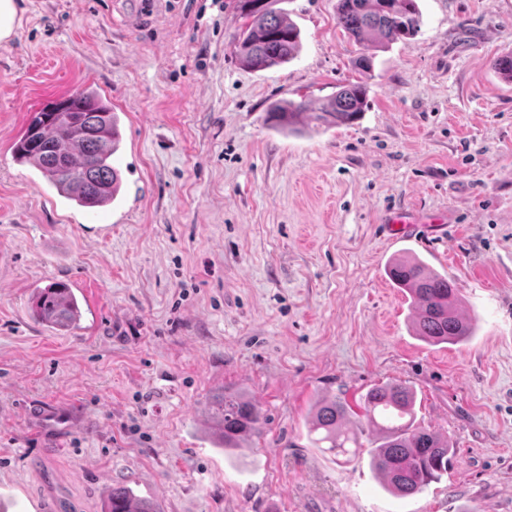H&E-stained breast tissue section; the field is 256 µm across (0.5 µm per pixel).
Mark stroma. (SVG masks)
I'll return each mask as SVG.
<instances>
[{"instance_id": "35a3bbf8", "label": "stroma", "mask_w": 512, "mask_h": 512, "mask_svg": "<svg viewBox=\"0 0 512 512\" xmlns=\"http://www.w3.org/2000/svg\"><path fill=\"white\" fill-rule=\"evenodd\" d=\"M336 5L282 0L301 48L256 72L230 0H23L0 44V512H104L116 485L161 512H512V81L492 67L512 0H418L419 34L386 49ZM357 81V123L271 128L273 103ZM81 88L120 118L104 209L13 153L29 112ZM398 257L455 283L469 341L415 336ZM52 281L79 329L33 318ZM388 382L455 448L407 497L370 464L376 433L348 463L308 434L316 402L356 411ZM227 387L263 415L239 452L206 431Z\"/></svg>"}]
</instances>
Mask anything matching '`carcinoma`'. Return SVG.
<instances>
[{
	"mask_svg": "<svg viewBox=\"0 0 512 512\" xmlns=\"http://www.w3.org/2000/svg\"><path fill=\"white\" fill-rule=\"evenodd\" d=\"M278 0H232L246 19L236 37L240 64L262 71L288 62L299 51L301 31L275 8ZM336 21L356 42L379 47L405 42L421 30L416 0H337ZM368 89L361 82L337 87L319 112L305 113V102L285 101L270 109L272 127L297 133L302 119L316 128L350 124L364 111ZM119 120L111 102L94 90H77L30 114L15 144L16 161L38 168L66 199L87 208L112 203L121 189V176L112 165L119 150ZM388 276L409 294L417 310L415 335L431 344L459 343L471 338L473 323L457 317L459 290L448 278L433 273L415 258L390 263ZM33 316L55 330L79 327L82 312L68 284L52 282L31 298ZM216 432L226 450L240 448L241 440L260 429L261 412L232 389L214 401ZM415 397L410 388L386 384L371 388L364 398V417L378 428L381 443L372 451V465L384 487L398 496L422 492L448 473L455 455L448 438L414 421ZM348 406L334 399L321 401L312 431L317 442L342 454L361 447L358 431L341 428ZM107 512H159L149 500L125 486L112 488Z\"/></svg>",
	"mask_w": 512,
	"mask_h": 512,
	"instance_id": "1",
	"label": "carcinoma"
}]
</instances>
